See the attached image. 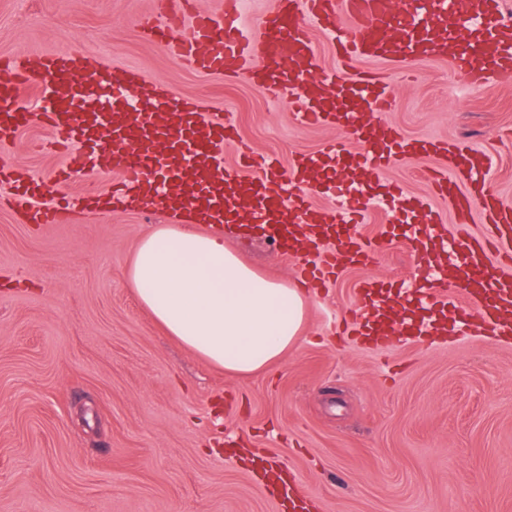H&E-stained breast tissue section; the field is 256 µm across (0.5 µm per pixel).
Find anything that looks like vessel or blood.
<instances>
[{"mask_svg": "<svg viewBox=\"0 0 512 512\" xmlns=\"http://www.w3.org/2000/svg\"><path fill=\"white\" fill-rule=\"evenodd\" d=\"M239 0H224L220 11L199 10L191 0H155L153 15L141 22L144 35L182 65L201 73L256 79L269 98L318 66L309 22L332 33L338 61L336 74L312 80L294 100L305 125L340 130V138L314 153L299 154L290 168L260 156L237 137L234 125L209 112L201 101L172 90L149 91L141 106L124 96L104 99L96 112L76 117L68 112L59 89L90 77L79 51L46 54L36 63H0L7 81L0 100L20 90L34 91L26 112L0 110V142L8 143L31 122L63 141L77 142L86 157L71 159L63 181L98 169L97 156L110 146L106 166L112 193H88L84 208L134 213L165 212L170 216L202 215L204 223L226 224L271 240L282 256L303 254L307 263L297 274L311 288L324 287L350 267L370 264L376 242L358 226L379 198L369 195L360 178L403 160L445 152L431 139H411L385 123L382 115L395 104L392 88L367 72L347 76L357 60L379 59L407 64L450 57L456 80L483 86L489 78L512 82V19L503 0H272L256 32L243 38L233 27ZM360 150H350L351 142ZM236 147L239 160L225 166L224 151ZM447 171L432 173L440 197L449 199L459 222L480 211L487 224L479 236L444 238L441 220L420 200L421 223L386 230L410 249L418 276L412 287L400 281L367 279L356 289L355 332L365 344L387 348L436 330L434 313L453 309L456 322L478 323L494 336L512 335V275L500 271L495 253L512 257V207L488 188L483 175L488 156L468 145L455 146ZM347 179L337 207L313 204L309 195ZM0 181L11 183V209L29 224L71 221L68 206L36 207L43 181L0 166ZM455 277V296L440 289ZM268 489L286 502L290 512H306L286 473L265 472Z\"/></svg>", "mask_w": 512, "mask_h": 512, "instance_id": "b4317fda", "label": "vessel or blood"}]
</instances>
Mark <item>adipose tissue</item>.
Here are the masks:
<instances>
[{
	"label": "adipose tissue",
	"mask_w": 512,
	"mask_h": 512,
	"mask_svg": "<svg viewBox=\"0 0 512 512\" xmlns=\"http://www.w3.org/2000/svg\"><path fill=\"white\" fill-rule=\"evenodd\" d=\"M127 281L170 336L231 375L273 366L303 333L302 288L259 273L220 237L179 224L141 238Z\"/></svg>",
	"instance_id": "obj_1"
}]
</instances>
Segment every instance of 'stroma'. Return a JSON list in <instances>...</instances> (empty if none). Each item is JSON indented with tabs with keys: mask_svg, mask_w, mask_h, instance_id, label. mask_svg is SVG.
<instances>
[{
	"mask_svg": "<svg viewBox=\"0 0 512 512\" xmlns=\"http://www.w3.org/2000/svg\"><path fill=\"white\" fill-rule=\"evenodd\" d=\"M153 0H0V57L25 61L81 49L95 69L141 71L207 102L257 152L290 164L336 138L303 127L291 94L267 99L243 77L205 75L173 61L136 19ZM362 61L397 91L385 121L406 137L469 144L493 155L489 182L512 206V84L461 87L450 61ZM30 124L0 146L7 163L42 179L43 205L93 181L57 183L60 153ZM409 159L367 189L402 186L431 203L448 234L456 221L428 170ZM163 213L84 214L27 224L0 206V512H287L262 486L260 458L295 474L314 512H512V337L449 332L375 349L337 335L360 280L410 279L399 241L308 294L298 345L249 377L208 364L141 306L126 280L139 240ZM225 247L262 274L295 283L297 259L258 236Z\"/></svg>",
	"mask_w": 512,
	"mask_h": 512,
	"instance_id": "stroma-1",
	"label": "stroma"
}]
</instances>
